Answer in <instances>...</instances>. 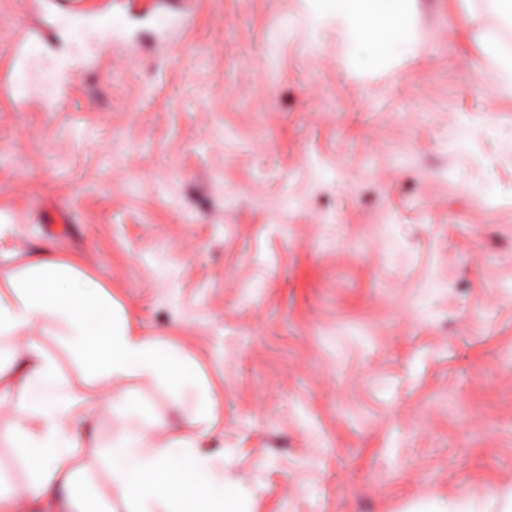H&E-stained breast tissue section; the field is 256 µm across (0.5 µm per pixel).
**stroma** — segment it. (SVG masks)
<instances>
[{"instance_id": "35a3bbf8", "label": "stroma", "mask_w": 512, "mask_h": 512, "mask_svg": "<svg viewBox=\"0 0 512 512\" xmlns=\"http://www.w3.org/2000/svg\"><path fill=\"white\" fill-rule=\"evenodd\" d=\"M138 42L74 47L38 0L39 71L82 52L52 99L0 97V268L74 257L214 390L206 449L253 512H503L512 498V82L485 0H410L412 42L361 73L306 0H185L184 57L128 0ZM61 381L91 385L61 337ZM166 435L192 396L120 384ZM81 462L112 497V401ZM0 416V496L27 488Z\"/></svg>"}]
</instances>
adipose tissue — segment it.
Listing matches in <instances>:
<instances>
[{
	"mask_svg": "<svg viewBox=\"0 0 512 512\" xmlns=\"http://www.w3.org/2000/svg\"><path fill=\"white\" fill-rule=\"evenodd\" d=\"M314 23L334 17L351 49L354 69L395 59L408 46V0H308ZM0 338L24 344L20 372L28 399L12 405L11 435L38 494L57 497L73 512H105L96 486L81 481L78 451L91 440L92 392L68 390L56 360L33 336L42 328L64 336L99 382L112 386L148 375L176 391H192L196 438L163 442L161 421L124 428L112 440L113 492L125 512H245L244 495L226 485L224 470L203 449L215 401L193 367L174 350L143 334L104 285L69 257L44 249L0 276Z\"/></svg>",
	"mask_w": 512,
	"mask_h": 512,
	"instance_id": "obj_1",
	"label": "adipose tissue"
}]
</instances>
